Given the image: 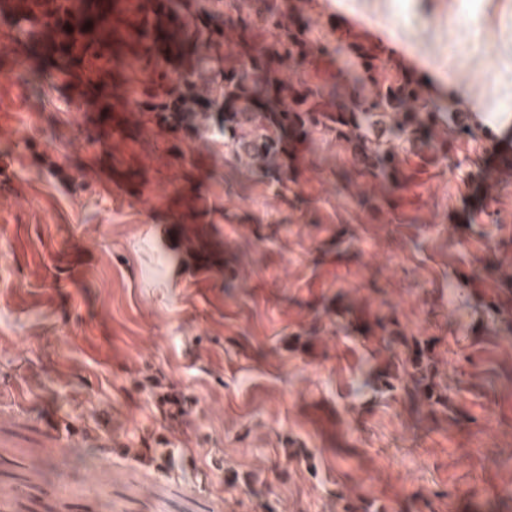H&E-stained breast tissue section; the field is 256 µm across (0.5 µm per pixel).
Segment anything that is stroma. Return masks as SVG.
I'll list each match as a JSON object with an SVG mask.
<instances>
[{"label":"stroma","mask_w":512,"mask_h":512,"mask_svg":"<svg viewBox=\"0 0 512 512\" xmlns=\"http://www.w3.org/2000/svg\"><path fill=\"white\" fill-rule=\"evenodd\" d=\"M318 3L340 44L386 7ZM445 8L414 0L398 36L376 24L370 44L421 59L431 95L455 91L493 116V145L466 146L512 185L500 164L512 156V0H476L473 25L454 30ZM203 17L197 0H170L152 23L187 36ZM131 55L115 76L123 87L193 65L186 51L135 44ZM21 76L30 111L0 84V193L25 202L0 212V512H333L339 496L387 512H512V280L501 275L512 193L492 197L480 175L462 183L400 144L407 183L375 222L358 201L366 182L344 177L351 153L323 126L303 140L285 130V169L266 174L231 160L239 131L226 128L212 147L227 158L219 167L152 109L113 128L120 98L92 105L78 85L63 99L40 72ZM492 93L500 102L488 110L480 101ZM70 100L81 111H67ZM25 122L33 133L20 144L13 131ZM90 125L101 131L94 144ZM141 154L153 156L181 223L158 228L134 203L124 177ZM89 163L103 182L57 173ZM33 167L40 181L28 180ZM491 197L503 222L489 233L471 216ZM396 323L440 338L447 411L415 405L404 381L376 374ZM147 365L200 396L201 431L230 465L271 467L284 460L282 440L302 439L313 468L271 491L224 492L118 459L110 435L85 436L68 401L78 394L135 429L146 418L130 372ZM60 419L72 426L65 448L50 426Z\"/></svg>","instance_id":"35a3bbf8"}]
</instances>
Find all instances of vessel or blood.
I'll list each match as a JSON object with an SVG mask.
<instances>
[{"mask_svg": "<svg viewBox=\"0 0 512 512\" xmlns=\"http://www.w3.org/2000/svg\"><path fill=\"white\" fill-rule=\"evenodd\" d=\"M14 13L36 12L45 21V32L32 50L38 59L48 61L52 74L76 75L79 82L105 86L102 72L95 70L91 61L100 52H108L114 66H126L130 60L132 40L152 44L153 33L143 30L148 13L146 0H80L68 27L57 21L58 0H11ZM153 158L141 155L132 178L138 186L137 202L154 215L161 224H174L177 212L162 208L160 202L166 190L152 180Z\"/></svg>", "mask_w": 512, "mask_h": 512, "instance_id": "b4317fda", "label": "vessel or blood"}]
</instances>
